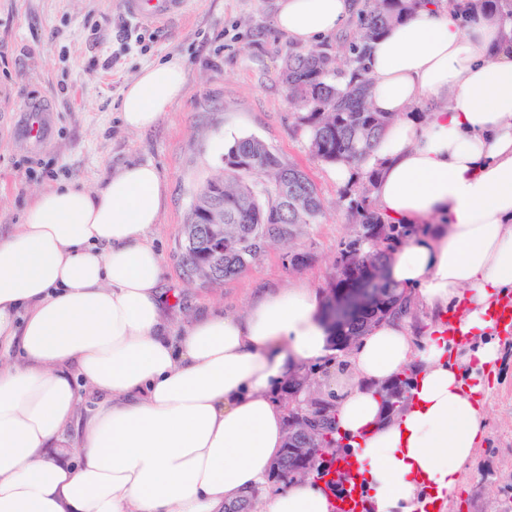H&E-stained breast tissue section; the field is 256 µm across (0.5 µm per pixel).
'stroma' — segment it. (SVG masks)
<instances>
[{"mask_svg":"<svg viewBox=\"0 0 512 512\" xmlns=\"http://www.w3.org/2000/svg\"><path fill=\"white\" fill-rule=\"evenodd\" d=\"M275 0H193L171 21L148 25L129 45L119 0H0V231L19 223L42 189L101 184L129 163H149L168 186L150 234L163 263L167 319L241 311L258 294L304 282L328 294L336 260L352 234L347 207L365 182L333 180V164L309 149L300 113L288 102L281 71L293 46L272 25ZM179 54L189 80L184 97L145 133L125 130L118 102L139 69ZM52 109L53 137L40 152L23 146L13 120L34 102ZM255 136L314 181L325 214L292 247L269 249L219 286L189 282L179 243L197 190L218 174L234 140ZM303 253L292 266L290 250ZM487 400V435L465 469L447 512H512V337Z\"/></svg>","mask_w":512,"mask_h":512,"instance_id":"obj_1","label":"stroma"}]
</instances>
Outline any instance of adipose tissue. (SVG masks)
<instances>
[{"instance_id":"1","label":"adipose tissue","mask_w":512,"mask_h":512,"mask_svg":"<svg viewBox=\"0 0 512 512\" xmlns=\"http://www.w3.org/2000/svg\"><path fill=\"white\" fill-rule=\"evenodd\" d=\"M359 8L276 0L273 24L307 48ZM367 66L373 109L391 119L366 164L373 199L395 224L438 220L387 273L432 321L417 339L404 314L360 340L334 436L369 512H443L486 434L500 356L487 313L512 292V9L464 23L428 2ZM186 90L180 57L141 68L121 91L123 126L151 130ZM167 194L155 166L132 163L94 189L40 191L0 235V512H224L251 492L254 512H330L322 482L270 485L286 435L271 391L330 354L318 292L295 283L172 329L148 239ZM413 362L404 406L386 413L378 386ZM89 392L101 400L87 410Z\"/></svg>"}]
</instances>
